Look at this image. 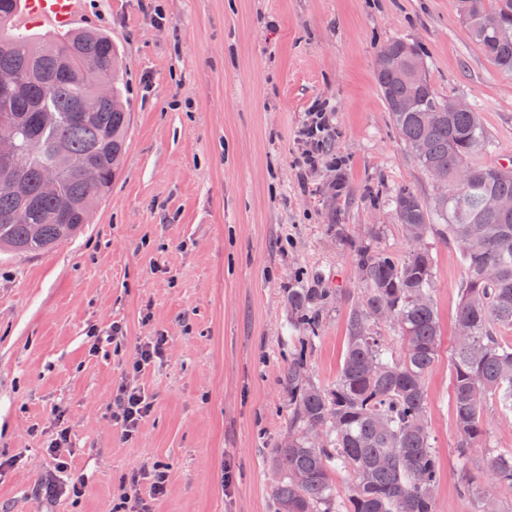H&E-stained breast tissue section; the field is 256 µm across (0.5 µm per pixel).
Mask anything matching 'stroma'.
<instances>
[{
    "mask_svg": "<svg viewBox=\"0 0 512 512\" xmlns=\"http://www.w3.org/2000/svg\"><path fill=\"white\" fill-rule=\"evenodd\" d=\"M83 28L123 56L127 148L111 193L76 238L0 252V512H271L268 462L288 434L281 371L297 343L288 292L345 289L319 307L311 381L338 374L351 302L363 293L352 243L408 249L384 196L438 187L397 135L375 80L394 38L418 45L446 96L477 103L512 161V76L460 21L458 0H84ZM330 102L328 156L306 174L299 131ZM439 360L425 387L440 482L437 512H512L487 452L512 451V415L485 447L457 452L448 355L463 277L456 243L432 237ZM167 339L162 361L131 365ZM153 409L132 439L118 385ZM68 446L53 453L60 433ZM166 474L125 501L124 481ZM470 493H462V484ZM167 340L163 336H158L144 342L138 348V360L132 365L133 372L140 371L146 365L156 360L162 359L165 354Z\"/></svg>",
    "mask_w": 512,
    "mask_h": 512,
    "instance_id": "obj_1",
    "label": "stroma"
}]
</instances>
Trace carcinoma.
<instances>
[{
    "mask_svg": "<svg viewBox=\"0 0 512 512\" xmlns=\"http://www.w3.org/2000/svg\"><path fill=\"white\" fill-rule=\"evenodd\" d=\"M20 0H0V68L17 71L19 83L0 87V136L13 134L29 156L22 172L31 197L27 220L13 221L17 205L0 186V249L17 255L47 251L74 237L110 193L125 152L129 112L124 103L121 53L112 37L95 30L34 41L12 33ZM472 40L503 74H512V39L484 30L493 15L512 25V0H459ZM394 56L424 62L418 47L403 39L388 43ZM93 64L112 94L81 117L89 95L81 70ZM398 134L421 167L448 185V197L429 204L402 186L388 198L410 246L398 256L388 249L353 244L364 296L350 305L347 342L336 383L322 388L306 369L307 351L318 337L319 316L312 305L322 291L296 288L288 294L294 326L304 333L300 348L281 372L288 388V440L272 451L274 512H435L426 487L438 485L435 450L430 442L425 379L438 361L440 327L434 303V259L427 239L455 242L464 277L456 331L448 365L452 408L465 457L483 448L492 429L488 406L512 412V214L485 206L494 196L512 197V168L475 165L472 158L493 147L476 105L450 108L426 69L383 66L375 73ZM414 104L406 107L409 97ZM436 111L427 125L422 115ZM70 158L56 173L55 189L43 183L56 150ZM467 185L455 188L463 165ZM393 307L383 319L401 333L394 355L375 330L377 311ZM353 478L339 501L333 484L336 468ZM489 478L512 488V452L489 453Z\"/></svg>",
    "mask_w": 512,
    "mask_h": 512,
    "instance_id": "cac0c4a2",
    "label": "carcinoma"
}]
</instances>
